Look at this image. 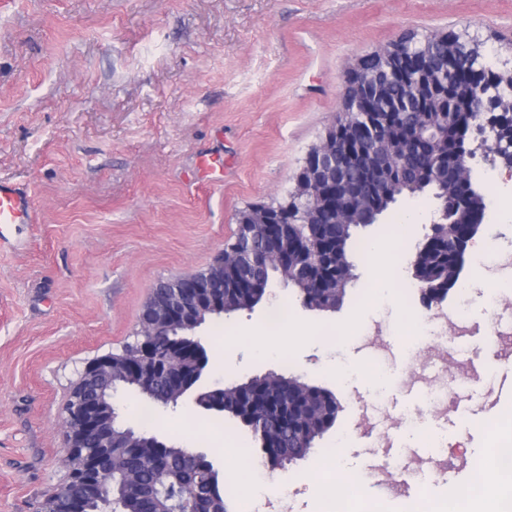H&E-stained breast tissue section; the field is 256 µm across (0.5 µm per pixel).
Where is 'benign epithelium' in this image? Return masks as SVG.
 <instances>
[{"instance_id":"7a95c632","label":"benign epithelium","mask_w":512,"mask_h":512,"mask_svg":"<svg viewBox=\"0 0 512 512\" xmlns=\"http://www.w3.org/2000/svg\"><path fill=\"white\" fill-rule=\"evenodd\" d=\"M448 52L434 57L429 44L419 45L412 35L399 37L378 52L381 64L374 70L364 69L363 59L348 67L344 118L326 131L313 146L295 179L288 199L278 203L249 204L235 215L238 224L233 243L219 250L207 268L162 281L159 296L145 303L139 330L133 342L119 353L108 352L84 363L72 383L63 409L67 438L66 462L70 480L47 498L38 512H86L89 505L99 512H118L120 500L134 491L130 485L115 486L113 448L115 430H125L134 438L138 431L121 423L115 403L97 394L104 380H134L137 394L149 395L160 378L171 382L170 398L163 406H178L191 393L193 404L204 412L221 414L224 387L200 385L206 363L200 358L205 351L201 339L193 334L180 344L169 338L171 327H199L194 309L209 300L219 304L212 283L221 280L224 266L234 267L255 261L249 243L256 226L276 231V246L288 252L292 263L305 268L313 278L312 287L303 289L302 305L307 309L334 310L337 304L316 299L319 292L341 297L334 288L336 277L334 248L325 245L317 257L307 254L306 245L284 229L301 223L312 225L322 211L344 220L350 206L373 209L371 198L384 192L391 169L404 155L432 139L440 126H450L455 143L441 142L434 152L439 177L460 187L456 198L440 199V218L432 232L444 233L455 245V256L465 253L472 241L463 234V224L485 219L486 211L469 210V200L480 194L471 181L472 164L481 162L492 168L512 171V95L490 96L485 90L512 81V70L493 68L482 63L481 43L465 42L457 34H442ZM351 165L363 179L343 181L342 169ZM341 410V404L329 392L317 391L307 406L305 429L317 431L329 420L327 401ZM267 403L263 392L255 391L242 400L238 408L247 419Z\"/></svg>"}]
</instances>
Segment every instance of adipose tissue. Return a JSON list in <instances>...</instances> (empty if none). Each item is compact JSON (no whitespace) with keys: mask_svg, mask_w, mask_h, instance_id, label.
<instances>
[{"mask_svg":"<svg viewBox=\"0 0 512 512\" xmlns=\"http://www.w3.org/2000/svg\"><path fill=\"white\" fill-rule=\"evenodd\" d=\"M489 427L483 473L472 490L445 501L423 499L420 512H512V472L498 467L499 456L512 450V418L493 417ZM315 481L328 490L340 489L345 512H376L373 504L360 498L355 480L341 472L335 459L323 462Z\"/></svg>","mask_w":512,"mask_h":512,"instance_id":"obj_1","label":"adipose tissue"}]
</instances>
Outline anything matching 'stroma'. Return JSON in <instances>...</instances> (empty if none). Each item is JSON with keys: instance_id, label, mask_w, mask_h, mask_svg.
I'll return each instance as SVG.
<instances>
[{"instance_id": "1", "label": "stroma", "mask_w": 512, "mask_h": 512, "mask_svg": "<svg viewBox=\"0 0 512 512\" xmlns=\"http://www.w3.org/2000/svg\"><path fill=\"white\" fill-rule=\"evenodd\" d=\"M406 33L477 39L497 67L512 60V0H0V181L25 189L33 206L32 223L0 230V512H37L67 482L63 406L83 363L133 342L153 287L205 269L234 241L238 210L287 200L309 149L341 115L345 67ZM206 158L223 159V178H201ZM408 208L424 222L401 226ZM437 209L431 192L403 194L357 228L356 281L336 310L304 308L274 273L253 309L198 329L209 383L295 374L342 405L313 450L274 470L272 483L235 471L236 487L224 490L230 512H322L310 476L330 454L380 512H417L415 494L381 485L403 480V450L426 455L428 432L447 438L461 466L444 477L423 468L417 484L439 500L469 484L490 419L512 413L505 362L480 336L484 308L464 286L479 252L466 249L462 283L441 303L448 315L465 313L475 334L448 335V367L433 385L409 377L426 348L416 332L421 293H377V260L361 247L386 239L388 279L413 281L395 253L423 242ZM284 303L303 336L256 356L249 329ZM372 324L391 360L361 342ZM325 327L340 340H324ZM359 366L378 367L382 383L359 379ZM458 367L471 370L468 381L456 380ZM431 390L454 398L448 419L425 414ZM116 399L125 423L205 452L221 474L261 457L238 420L186 402L154 409L146 426L138 394L122 389ZM358 400L385 406L376 427L358 422Z\"/></svg>"}]
</instances>
